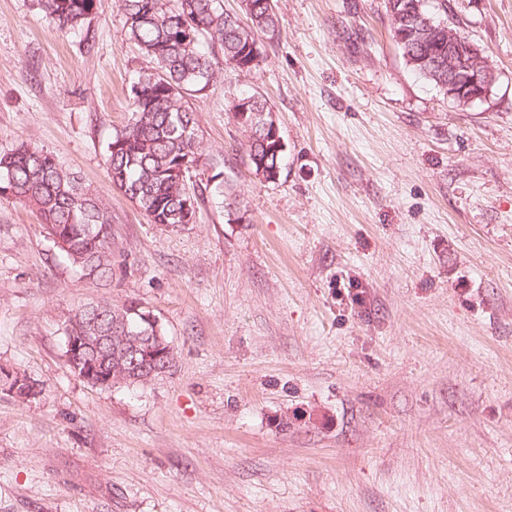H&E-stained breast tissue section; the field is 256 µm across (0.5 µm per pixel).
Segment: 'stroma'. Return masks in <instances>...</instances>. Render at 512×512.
I'll return each mask as SVG.
<instances>
[{"label": "stroma", "instance_id": "35a3bbf8", "mask_svg": "<svg viewBox=\"0 0 512 512\" xmlns=\"http://www.w3.org/2000/svg\"><path fill=\"white\" fill-rule=\"evenodd\" d=\"M280 31L190 98L231 195L151 223L106 145L151 63L117 0L61 32L0 0V152L53 154L112 216V277L73 267L0 198V512H512V0H430L495 71L460 107L407 66L383 0H274ZM264 96L282 171L230 112ZM101 299L159 319L175 363L103 390L65 357Z\"/></svg>", "mask_w": 512, "mask_h": 512}]
</instances>
